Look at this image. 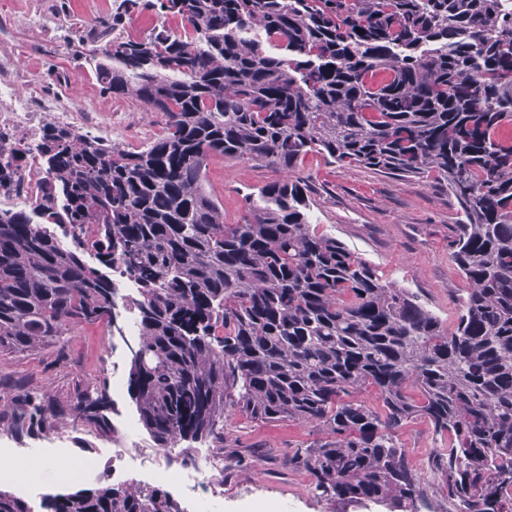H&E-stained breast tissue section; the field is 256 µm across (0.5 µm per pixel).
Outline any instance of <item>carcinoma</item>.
Wrapping results in <instances>:
<instances>
[{"label": "carcinoma", "mask_w": 512, "mask_h": 512, "mask_svg": "<svg viewBox=\"0 0 512 512\" xmlns=\"http://www.w3.org/2000/svg\"><path fill=\"white\" fill-rule=\"evenodd\" d=\"M140 8L162 20L145 36L122 25ZM81 29L100 92L135 96L164 132L129 150L44 126L37 194L0 208V351L112 325L118 289L93 256L138 284L129 392L157 447L222 440L236 414L299 421L323 438L288 463L340 512H512V144L499 137L512 126V0H115ZM27 154L0 140V190L23 188ZM309 154L448 189L467 284L453 325L311 229L294 176ZM215 156L286 177L228 224L205 187ZM368 388L376 407L358 398ZM0 405L20 436L67 415L115 434L98 383ZM417 418L443 441L424 468L396 436ZM42 507L182 512L134 482L47 493ZM0 512L32 509L0 490Z\"/></svg>", "instance_id": "1"}]
</instances>
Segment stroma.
<instances>
[{"instance_id": "35a3bbf8", "label": "stroma", "mask_w": 512, "mask_h": 512, "mask_svg": "<svg viewBox=\"0 0 512 512\" xmlns=\"http://www.w3.org/2000/svg\"><path fill=\"white\" fill-rule=\"evenodd\" d=\"M91 0H0V25L6 26L21 68L45 95L64 99L71 109L93 107L115 114L111 141L139 148L165 126L163 115L145 111L134 97L100 93L93 79L94 62L77 54V22L109 15L113 0L91 8ZM308 186V218L317 233L340 240L357 256L377 267L387 281L408 289L445 322H454L465 281L449 251L451 224L458 215L447 189L415 178H398L364 168L340 169L310 154L296 170ZM279 172L229 159L211 160L206 188L224 203L227 222L241 220L263 185ZM135 337L111 335L102 323L79 326L65 354L47 345L29 352H0V382L46 390L66 399L91 377L104 379L114 427L139 420L128 391L130 346ZM222 471L205 472L215 499L212 512H231L243 499H270L281 512H324L310 491L311 478L288 462L293 448L320 439L310 425L294 421L262 422L236 416L229 422ZM112 440L94 430L62 425L34 438L16 435L0 425V460H92L93 466L73 482L46 470L32 480L0 479V489L23 498L33 512H43L46 493H69L104 484L135 481L151 485L144 468L112 472Z\"/></svg>"}]
</instances>
